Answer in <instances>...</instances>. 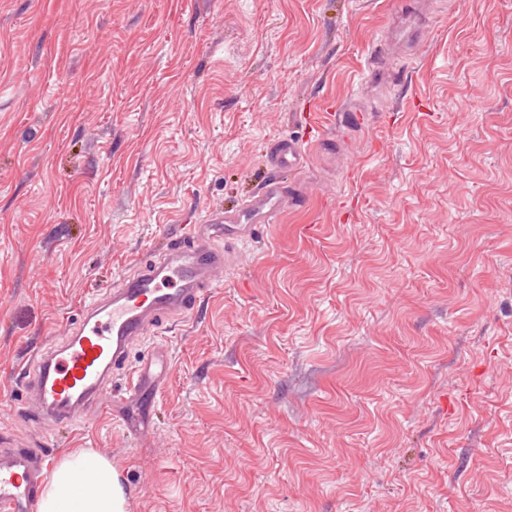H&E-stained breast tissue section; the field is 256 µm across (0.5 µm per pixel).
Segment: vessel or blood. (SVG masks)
Instances as JSON below:
<instances>
[{
	"instance_id": "b4317fda",
	"label": "vessel or blood",
	"mask_w": 512,
	"mask_h": 512,
	"mask_svg": "<svg viewBox=\"0 0 512 512\" xmlns=\"http://www.w3.org/2000/svg\"><path fill=\"white\" fill-rule=\"evenodd\" d=\"M410 14L414 23L404 44L412 49L424 43L428 24L423 6L412 7ZM269 158L273 167L295 170L305 155L294 140L280 139ZM282 203L279 186L271 182L237 212L210 211L205 225L168 236L163 250L149 253L84 304L65 336L21 370L19 422L37 431L59 424L73 428L118 400L149 405L162 392L166 358L154 350L135 363L133 351L159 328L191 316L235 259L249 234L248 221L272 223ZM116 377L125 380L118 398L112 389ZM54 454L51 448L0 439V512H38V490Z\"/></svg>"
}]
</instances>
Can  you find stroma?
Returning <instances> with one entry per match:
<instances>
[{"instance_id":"obj_1","label":"stroma","mask_w":512,"mask_h":512,"mask_svg":"<svg viewBox=\"0 0 512 512\" xmlns=\"http://www.w3.org/2000/svg\"><path fill=\"white\" fill-rule=\"evenodd\" d=\"M403 2L0 0V436L111 459L129 512H512V0H433L382 89ZM273 179L274 222L133 352L169 358L136 430L14 421L86 300ZM390 42V37L385 36L384 41L381 42L380 45L375 46V48L372 51V63L379 64L377 68H372V70L370 71L371 79L374 83L383 84L388 83L390 81L395 82L397 78L398 73H390L389 70L380 65L382 56L385 54L386 49L390 45ZM269 158L274 168L296 170L303 164L305 155L294 140L280 139L273 143Z\"/></svg>"}]
</instances>
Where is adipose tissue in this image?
Wrapping results in <instances>:
<instances>
[{
  "instance_id": "obj_1",
  "label": "adipose tissue",
  "mask_w": 512,
  "mask_h": 512,
  "mask_svg": "<svg viewBox=\"0 0 512 512\" xmlns=\"http://www.w3.org/2000/svg\"><path fill=\"white\" fill-rule=\"evenodd\" d=\"M39 512H129V503L111 460L82 448L54 467L42 486Z\"/></svg>"
}]
</instances>
